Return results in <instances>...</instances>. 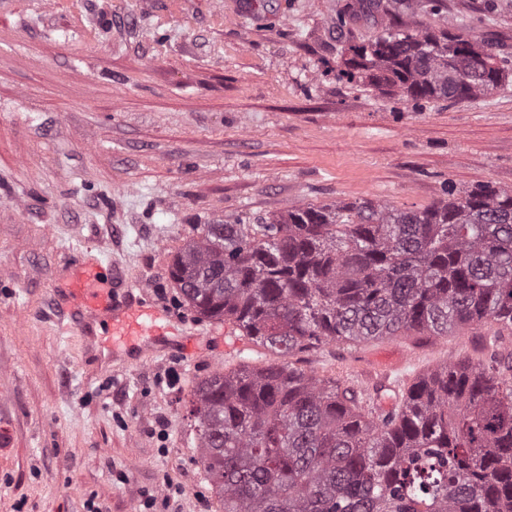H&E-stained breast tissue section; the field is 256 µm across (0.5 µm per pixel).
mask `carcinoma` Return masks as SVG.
Wrapping results in <instances>:
<instances>
[{"instance_id":"1","label":"carcinoma","mask_w":512,"mask_h":512,"mask_svg":"<svg viewBox=\"0 0 512 512\" xmlns=\"http://www.w3.org/2000/svg\"><path fill=\"white\" fill-rule=\"evenodd\" d=\"M341 74L412 100L471 99L505 77L474 37L389 29ZM422 210L372 200L206 224L171 280L208 320L278 351L411 329L512 328V190ZM418 379L373 419L354 391L289 365L244 366L195 392L200 461L224 512H512V353Z\"/></svg>"}]
</instances>
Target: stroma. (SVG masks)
Listing matches in <instances>:
<instances>
[{
    "label": "stroma",
    "mask_w": 512,
    "mask_h": 512,
    "mask_svg": "<svg viewBox=\"0 0 512 512\" xmlns=\"http://www.w3.org/2000/svg\"><path fill=\"white\" fill-rule=\"evenodd\" d=\"M395 23L463 29L512 62V0H0V512H223L190 416L220 372L287 363L370 412L377 389L512 353L489 322L281 354L170 280L207 224L512 190V76L419 101L341 77ZM76 254L120 269L118 301L162 308L173 336L93 347L100 326L59 306Z\"/></svg>",
    "instance_id": "stroma-1"
}]
</instances>
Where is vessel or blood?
I'll use <instances>...</instances> for the list:
<instances>
[{
  "label": "vessel or blood",
  "mask_w": 512,
  "mask_h": 512,
  "mask_svg": "<svg viewBox=\"0 0 512 512\" xmlns=\"http://www.w3.org/2000/svg\"><path fill=\"white\" fill-rule=\"evenodd\" d=\"M120 277L119 271L89 264L79 257L72 259L66 289L82 322L105 321L110 335L100 339L99 344L113 350H130L149 341H163L165 331L160 325L163 310L146 301L122 306L116 303L112 289Z\"/></svg>",
  "instance_id": "obj_1"
}]
</instances>
